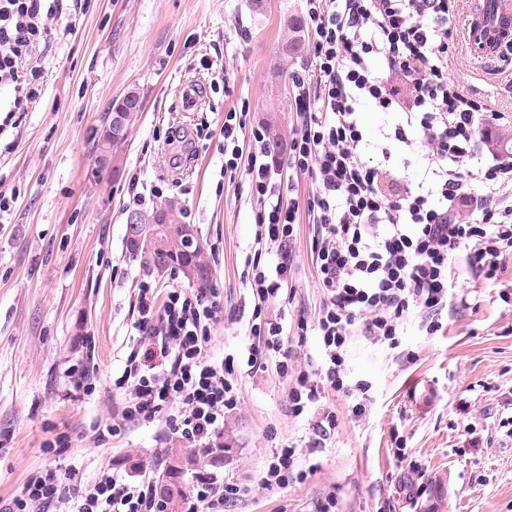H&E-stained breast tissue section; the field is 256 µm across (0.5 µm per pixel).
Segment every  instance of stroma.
Masks as SVG:
<instances>
[{
  "label": "stroma",
  "mask_w": 512,
  "mask_h": 512,
  "mask_svg": "<svg viewBox=\"0 0 512 512\" xmlns=\"http://www.w3.org/2000/svg\"><path fill=\"white\" fill-rule=\"evenodd\" d=\"M478 0H455L448 71L491 110L490 130L512 136V49L483 64L471 56L462 22ZM305 0H90L53 25L41 60L42 91L16 126L0 134V498L17 493L34 471L52 464L71 483L99 469L159 473L183 448L164 419L124 421L114 385L129 355L149 363L135 329L141 281L159 291L188 288L182 272L157 275L129 257V216H149L161 199L177 200L181 221L206 246L220 313L210 352L235 357L252 338L254 302L245 258L254 251V203L239 181L225 179L224 114L248 106L261 125L270 90L280 99L285 139L297 128L291 74L309 68L303 54L283 60L287 20ZM199 83L196 111L178 107L183 81ZM138 91L143 109L118 153L119 173L91 177V145L113 102ZM301 205L288 283L265 306L288 329L315 322L323 303L311 252L315 226L304 203L314 185L292 174ZM162 189L155 197L154 189ZM145 194L143 205L130 201ZM457 283L436 335L411 316L397 348L352 337L350 381L371 384L365 417L351 398L326 389L323 407L336 429L317 440V411L295 415L292 380L275 365L236 373L238 408L224 419L225 480L253 486L252 497L224 512H512V255L496 278L473 270L466 250L451 260ZM88 388H80V380ZM104 426L102 440L88 436ZM119 425L109 433L108 425ZM65 435L68 447L46 453ZM296 448L304 479L260 488L276 449Z\"/></svg>",
  "instance_id": "stroma-1"
}]
</instances>
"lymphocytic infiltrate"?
Segmentation results:
<instances>
[{"mask_svg": "<svg viewBox=\"0 0 512 512\" xmlns=\"http://www.w3.org/2000/svg\"><path fill=\"white\" fill-rule=\"evenodd\" d=\"M82 0H0V88L12 90L1 107L0 133L15 113L40 95L38 59L45 37L68 5ZM450 0H306L314 67L293 83L299 123L288 149V170L310 175L307 200L317 232L311 249L324 304L315 324L299 320L288 333L281 319L263 317L261 306L288 282V245L298 206L293 186L268 158L263 129L247 125V114L224 115V174L242 178L256 204L254 242L275 253L265 262L248 258L255 304L250 334L256 339L237 362L207 358L217 321L218 293L175 288L159 296L141 282L137 330L165 361L127 365L117 379L128 401L127 420L164 418L194 448L218 447L224 417L237 409L236 369L253 372L270 358L287 374L280 354L289 337L318 340L320 364L299 371L288 394L295 414L321 399L319 381L353 397V415H364L370 385L348 383L345 355L351 337L398 347L413 310L425 313L420 328L435 335L439 314L453 288L451 256L467 248L471 267L492 279L499 259L512 254V163L482 162L478 141L487 121L500 113L473 98L448 74ZM404 79L390 89L384 77ZM399 111L403 121L379 142L364 138L366 107ZM250 137L253 153L241 165L239 141ZM427 149L414 186L392 177L393 151ZM251 487L220 479L195 482L186 512H224V503ZM0 512H163L153 478L98 470L86 483L66 488L58 468L32 473L21 492L0 498Z\"/></svg>", "mask_w": 512, "mask_h": 512, "instance_id": "lymphocytic-infiltrate-1", "label": "lymphocytic infiltrate"}]
</instances>
